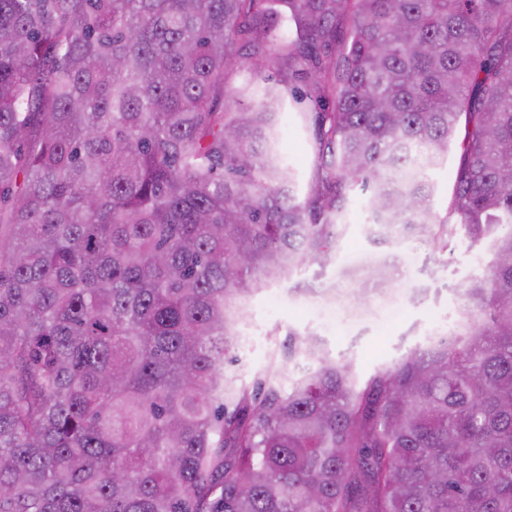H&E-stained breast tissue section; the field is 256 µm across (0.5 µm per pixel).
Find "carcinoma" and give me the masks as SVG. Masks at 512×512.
Segmentation results:
<instances>
[{"label":"carcinoma","mask_w":512,"mask_h":512,"mask_svg":"<svg viewBox=\"0 0 512 512\" xmlns=\"http://www.w3.org/2000/svg\"><path fill=\"white\" fill-rule=\"evenodd\" d=\"M289 98L331 105L300 200ZM358 188L377 241L493 252L462 330L364 386L290 332L312 367L240 384L246 302ZM0 512H512V0H0ZM249 84L252 85L253 89L256 91L248 96V100L254 101L259 99V89L263 86V81L247 68H240L229 74L226 91L232 94ZM462 137L456 142L448 156V163L428 171V180L433 186L430 205L432 210L442 215L445 213L448 197L452 190L455 170L462 153Z\"/></svg>","instance_id":"1"}]
</instances>
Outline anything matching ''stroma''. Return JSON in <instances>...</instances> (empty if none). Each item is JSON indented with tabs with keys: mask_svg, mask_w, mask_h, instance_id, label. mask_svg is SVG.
Wrapping results in <instances>:
<instances>
[{
	"mask_svg": "<svg viewBox=\"0 0 512 512\" xmlns=\"http://www.w3.org/2000/svg\"><path fill=\"white\" fill-rule=\"evenodd\" d=\"M314 109L310 101H292L280 118L276 149L301 190L314 173L313 129L303 119ZM368 219L363 196L355 195L322 271L307 269L292 282H271L252 295L242 331L253 339L232 366L240 380L253 383L292 332L319 336L331 357L352 361L365 380L396 364L409 349L425 347L432 325L463 308V290L487 269L489 251L461 237L445 252L413 239L377 244L367 233ZM380 263L393 268L389 287L361 294V271ZM310 281L315 290L302 291Z\"/></svg>",
	"mask_w": 512,
	"mask_h": 512,
	"instance_id": "stroma-1",
	"label": "stroma"
}]
</instances>
